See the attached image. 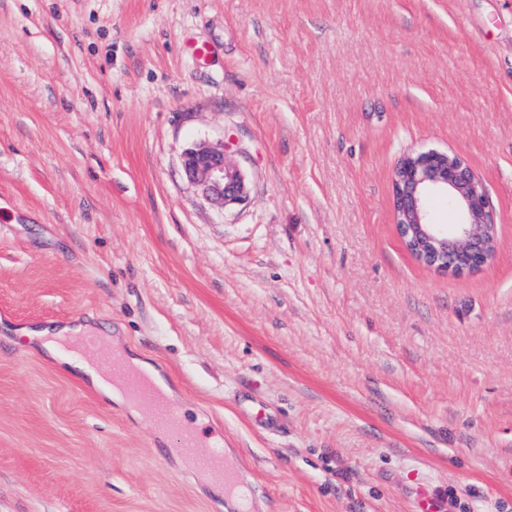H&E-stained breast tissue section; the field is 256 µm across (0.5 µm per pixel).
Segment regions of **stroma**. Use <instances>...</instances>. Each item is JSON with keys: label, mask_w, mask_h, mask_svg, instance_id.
Returning a JSON list of instances; mask_svg holds the SVG:
<instances>
[{"label": "stroma", "mask_w": 512, "mask_h": 512, "mask_svg": "<svg viewBox=\"0 0 512 512\" xmlns=\"http://www.w3.org/2000/svg\"><path fill=\"white\" fill-rule=\"evenodd\" d=\"M201 141L244 203L188 184ZM427 150L485 189L479 271L396 232ZM79 323L222 437L252 512H512V0H0V512H225L175 436L14 342ZM180 164L187 181L212 206L224 210L247 199V186L240 171L230 166L224 145L200 142L186 148Z\"/></svg>", "instance_id": "stroma-1"}]
</instances>
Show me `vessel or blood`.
<instances>
[{"label": "vessel or blood", "instance_id": "vessel-or-blood-1", "mask_svg": "<svg viewBox=\"0 0 512 512\" xmlns=\"http://www.w3.org/2000/svg\"><path fill=\"white\" fill-rule=\"evenodd\" d=\"M79 347L85 354L101 360L111 371L113 380L125 388L132 400L146 401L155 431L176 434L185 454L197 459L213 478L223 484L225 500L235 504L237 512H246L245 507L240 504L238 493L240 475L236 467L228 461L219 442L204 446L196 429L181 424L171 402L144 378L126 373L113 359L111 350L106 349L98 337H82Z\"/></svg>", "mask_w": 512, "mask_h": 512}]
</instances>
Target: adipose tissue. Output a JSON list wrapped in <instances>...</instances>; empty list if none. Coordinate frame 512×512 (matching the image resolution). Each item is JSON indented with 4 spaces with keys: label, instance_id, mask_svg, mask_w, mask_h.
Instances as JSON below:
<instances>
[{
    "label": "adipose tissue",
    "instance_id": "adipose-tissue-1",
    "mask_svg": "<svg viewBox=\"0 0 512 512\" xmlns=\"http://www.w3.org/2000/svg\"><path fill=\"white\" fill-rule=\"evenodd\" d=\"M87 331L86 326L78 324L59 327H25L19 329L18 337L27 338L30 344L36 345L46 355L54 359L64 371L77 375L89 382L98 393L109 400H121V391L112 385L111 381L94 363L63 353L57 342L58 336H80Z\"/></svg>",
    "mask_w": 512,
    "mask_h": 512
}]
</instances>
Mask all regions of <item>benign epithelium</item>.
<instances>
[{
  "mask_svg": "<svg viewBox=\"0 0 512 512\" xmlns=\"http://www.w3.org/2000/svg\"><path fill=\"white\" fill-rule=\"evenodd\" d=\"M180 164L187 181L209 204L222 209L246 201L245 180L227 162L224 146L196 143L183 151ZM392 192L398 234L423 265L463 275L493 259L496 224L481 183L461 157L438 151L405 156L393 173ZM432 195L446 197L460 222H431L427 206Z\"/></svg>",
  "mask_w": 512,
  "mask_h": 512,
  "instance_id": "obj_1",
  "label": "benign epithelium"
}]
</instances>
